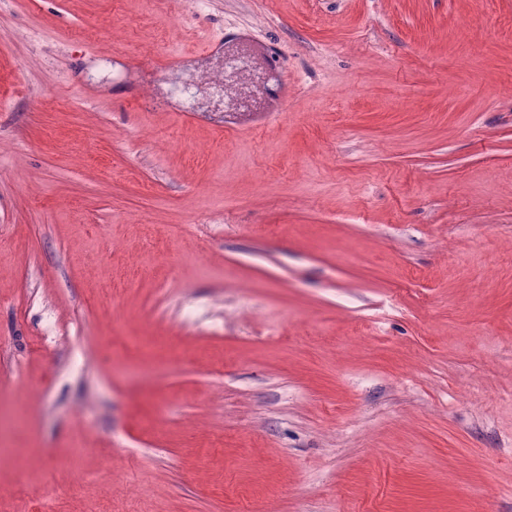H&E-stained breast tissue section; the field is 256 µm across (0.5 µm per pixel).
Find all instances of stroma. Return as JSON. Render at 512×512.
Instances as JSON below:
<instances>
[{"label":"stroma","instance_id":"1","mask_svg":"<svg viewBox=\"0 0 512 512\" xmlns=\"http://www.w3.org/2000/svg\"><path fill=\"white\" fill-rule=\"evenodd\" d=\"M0 512H512V0H0Z\"/></svg>","mask_w":512,"mask_h":512}]
</instances>
